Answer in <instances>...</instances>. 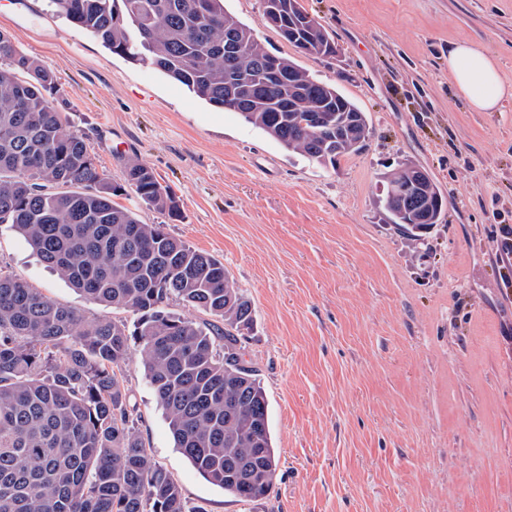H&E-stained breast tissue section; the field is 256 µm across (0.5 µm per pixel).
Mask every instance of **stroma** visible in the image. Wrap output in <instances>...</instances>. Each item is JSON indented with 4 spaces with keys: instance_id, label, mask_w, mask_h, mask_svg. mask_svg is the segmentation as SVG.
Listing matches in <instances>:
<instances>
[{
    "instance_id": "35a3bbf8",
    "label": "stroma",
    "mask_w": 512,
    "mask_h": 512,
    "mask_svg": "<svg viewBox=\"0 0 512 512\" xmlns=\"http://www.w3.org/2000/svg\"><path fill=\"white\" fill-rule=\"evenodd\" d=\"M335 41L299 53L224 0L272 54L335 85L366 113V148L322 167L150 61L113 54L50 0H0V31L51 69L56 103L98 168L136 158L176 194L170 221L134 192L146 224L224 264L249 297L241 344L268 402L278 458L266 498L209 483L174 446L131 340L126 378L154 460L206 512H512V99L471 111L448 47L478 44L512 83V0H301ZM427 171L437 224L414 239L384 206L387 173ZM0 271L88 319L133 325L88 300L0 224Z\"/></svg>"
}]
</instances>
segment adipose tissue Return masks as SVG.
I'll list each match as a JSON object with an SVG mask.
<instances>
[{
    "label": "adipose tissue",
    "instance_id": "1",
    "mask_svg": "<svg viewBox=\"0 0 512 512\" xmlns=\"http://www.w3.org/2000/svg\"><path fill=\"white\" fill-rule=\"evenodd\" d=\"M448 73L472 111L494 112L512 98V84L501 77L497 61L470 41L449 46Z\"/></svg>",
    "mask_w": 512,
    "mask_h": 512
}]
</instances>
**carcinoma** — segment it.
Masks as SVG:
<instances>
[{"label":"carcinoma","mask_w":512,"mask_h":512,"mask_svg":"<svg viewBox=\"0 0 512 512\" xmlns=\"http://www.w3.org/2000/svg\"><path fill=\"white\" fill-rule=\"evenodd\" d=\"M289 0H266L265 25L300 52L336 55L324 26L288 14ZM57 11L112 53L147 59L168 77L224 108L230 75L224 41H236V68L264 77L271 54L224 0H52ZM285 85L260 89L240 112L287 149L324 166L360 152L369 122L336 142L325 130L360 108L288 57H278ZM0 224H10L41 260L89 299L138 316L135 331L88 320L16 275L0 274V512H205L158 465L139 432L125 363L130 338L176 448L210 483L251 501L268 494L277 461L268 403L244 358L239 333L252 322L250 300L224 264L142 224L112 197L130 187L147 205L181 218L170 189L143 163L128 160L123 182L98 171L85 139L66 129L54 78L0 33ZM293 95L296 110L270 102ZM329 99L322 128L302 117ZM411 235L414 224L386 202ZM176 299L216 318L207 325L164 311Z\"/></svg>","instance_id":"1"}]
</instances>
